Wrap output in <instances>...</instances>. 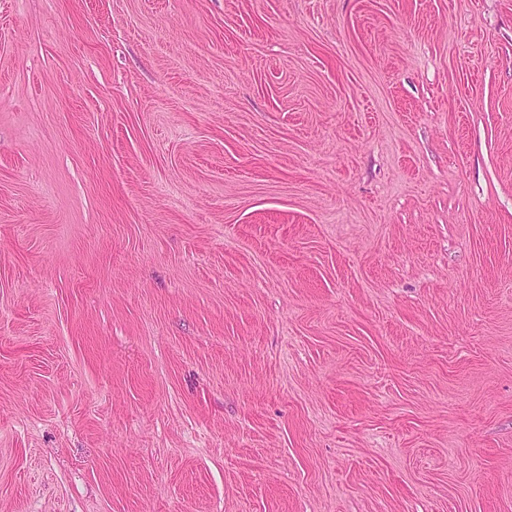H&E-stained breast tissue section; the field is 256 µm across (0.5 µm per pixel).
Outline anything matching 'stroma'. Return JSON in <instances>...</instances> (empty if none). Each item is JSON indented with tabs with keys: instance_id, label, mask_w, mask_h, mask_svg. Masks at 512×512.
Instances as JSON below:
<instances>
[{
	"instance_id": "1",
	"label": "stroma",
	"mask_w": 512,
	"mask_h": 512,
	"mask_svg": "<svg viewBox=\"0 0 512 512\" xmlns=\"http://www.w3.org/2000/svg\"><path fill=\"white\" fill-rule=\"evenodd\" d=\"M0 512H512V0H0Z\"/></svg>"
}]
</instances>
